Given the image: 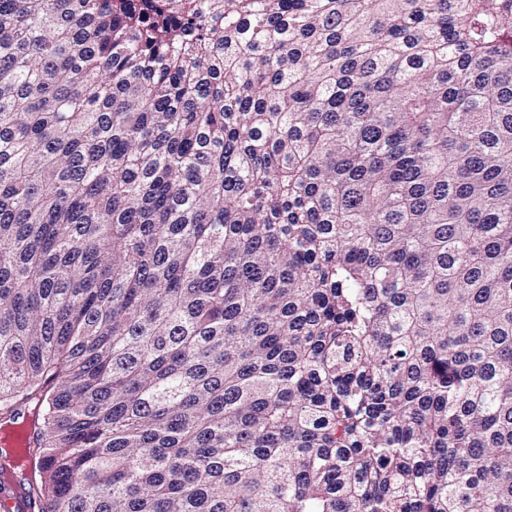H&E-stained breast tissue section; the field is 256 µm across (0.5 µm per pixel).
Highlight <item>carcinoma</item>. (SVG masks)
Returning <instances> with one entry per match:
<instances>
[{"mask_svg":"<svg viewBox=\"0 0 512 512\" xmlns=\"http://www.w3.org/2000/svg\"><path fill=\"white\" fill-rule=\"evenodd\" d=\"M6 430L38 512H512V0H0Z\"/></svg>","mask_w":512,"mask_h":512,"instance_id":"carcinoma-1","label":"carcinoma"}]
</instances>
